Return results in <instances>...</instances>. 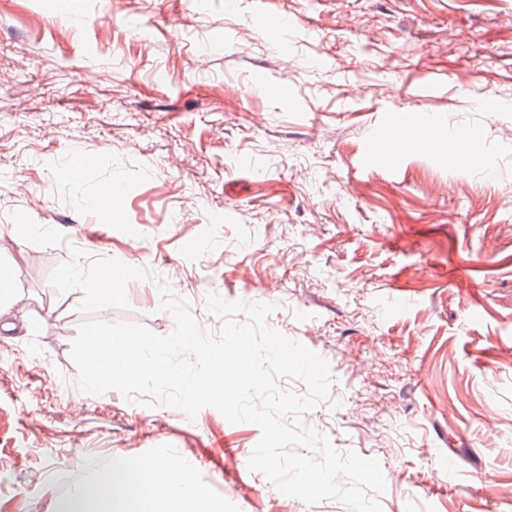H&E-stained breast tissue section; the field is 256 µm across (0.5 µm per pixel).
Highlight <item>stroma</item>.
Wrapping results in <instances>:
<instances>
[{
  "label": "stroma",
  "instance_id": "stroma-1",
  "mask_svg": "<svg viewBox=\"0 0 512 512\" xmlns=\"http://www.w3.org/2000/svg\"><path fill=\"white\" fill-rule=\"evenodd\" d=\"M472 138L484 165L450 164ZM109 182L114 211L83 206ZM17 232L38 260L29 329L0 331V512H54L63 465L166 453L222 512H349L250 472L255 424L80 389V325L169 335L171 280L202 329L208 294L269 304L327 361L303 421L379 462L382 512H512V0H0ZM108 263L144 277L102 300L70 275Z\"/></svg>",
  "mask_w": 512,
  "mask_h": 512
}]
</instances>
